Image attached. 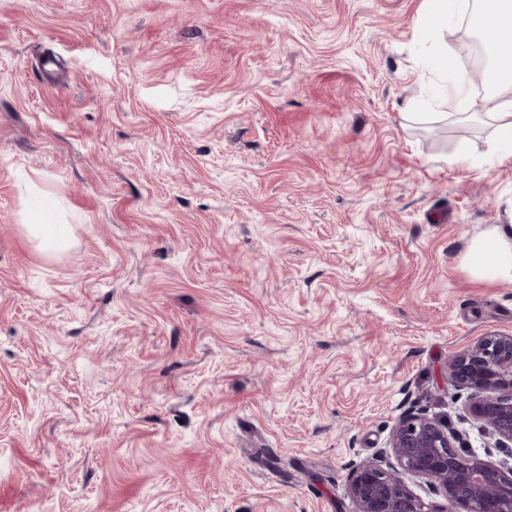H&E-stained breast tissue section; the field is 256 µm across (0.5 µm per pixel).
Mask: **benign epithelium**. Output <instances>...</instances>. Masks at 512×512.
Listing matches in <instances>:
<instances>
[{
  "label": "benign epithelium",
  "instance_id": "benign-epithelium-1",
  "mask_svg": "<svg viewBox=\"0 0 512 512\" xmlns=\"http://www.w3.org/2000/svg\"><path fill=\"white\" fill-rule=\"evenodd\" d=\"M448 371L475 391L471 415L501 446L512 444V335L491 333L453 355ZM390 448L409 475L428 478L436 492L468 512H512V475L478 457L465 455L439 419L413 416L394 428ZM347 490L356 512H441L430 509L394 470L376 464L357 466Z\"/></svg>",
  "mask_w": 512,
  "mask_h": 512
}]
</instances>
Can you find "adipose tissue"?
<instances>
[{
    "label": "adipose tissue",
    "mask_w": 512,
    "mask_h": 512,
    "mask_svg": "<svg viewBox=\"0 0 512 512\" xmlns=\"http://www.w3.org/2000/svg\"><path fill=\"white\" fill-rule=\"evenodd\" d=\"M470 16L477 32H485L494 23L512 27V0H481L478 9H471L469 0H423L416 25L427 30L449 16ZM449 111L468 113L477 110L493 127L495 139L490 147L491 158L499 163L512 161V99L500 96L498 90L489 91L482 100L466 95L464 74L453 73L451 87L437 102ZM471 268L492 281L512 282V224H499L483 233L469 248Z\"/></svg>",
    "instance_id": "adipose-tissue-1"
}]
</instances>
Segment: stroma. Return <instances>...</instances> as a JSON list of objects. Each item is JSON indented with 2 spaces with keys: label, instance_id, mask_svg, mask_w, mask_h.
<instances>
[{
  "label": "stroma",
  "instance_id": "35a3bbf8",
  "mask_svg": "<svg viewBox=\"0 0 512 512\" xmlns=\"http://www.w3.org/2000/svg\"><path fill=\"white\" fill-rule=\"evenodd\" d=\"M422 3L0 0V512H354L408 415L512 467L448 376L512 163L420 120Z\"/></svg>",
  "mask_w": 512,
  "mask_h": 512
}]
</instances>
